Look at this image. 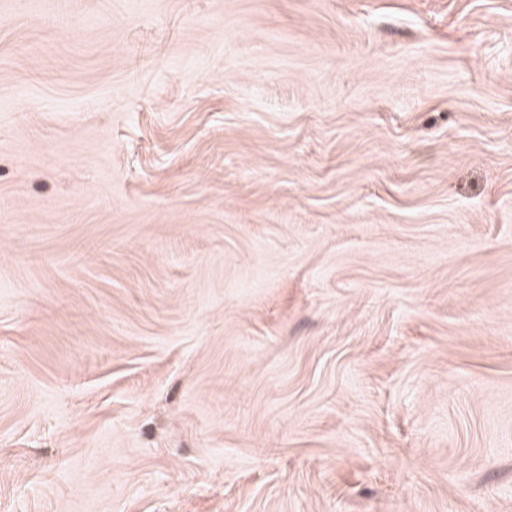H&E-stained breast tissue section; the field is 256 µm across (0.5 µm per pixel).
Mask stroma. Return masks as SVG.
Segmentation results:
<instances>
[{"label":"stroma","mask_w":512,"mask_h":512,"mask_svg":"<svg viewBox=\"0 0 512 512\" xmlns=\"http://www.w3.org/2000/svg\"><path fill=\"white\" fill-rule=\"evenodd\" d=\"M0 512H512V0H0Z\"/></svg>","instance_id":"35a3bbf8"}]
</instances>
